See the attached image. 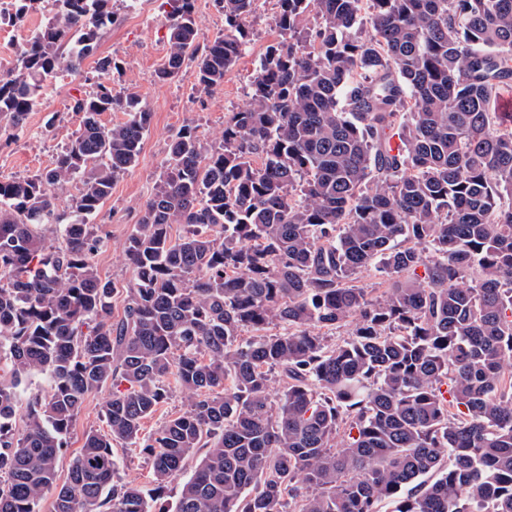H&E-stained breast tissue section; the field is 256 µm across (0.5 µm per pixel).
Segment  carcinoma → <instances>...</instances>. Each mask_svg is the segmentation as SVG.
<instances>
[{
	"label": "carcinoma",
	"instance_id": "cac0c4a2",
	"mask_svg": "<svg viewBox=\"0 0 512 512\" xmlns=\"http://www.w3.org/2000/svg\"><path fill=\"white\" fill-rule=\"evenodd\" d=\"M255 2L214 0L224 33L202 46L195 0H165L157 80L191 66L200 90L222 87ZM276 5L278 39L223 145L190 126L170 137L125 242L122 318L87 220L152 112L116 89V60L72 98L81 125L52 165L0 180V512H40L107 384V431L85 433L52 512H163L176 480L175 512H512V128L493 110L512 87V0ZM39 13L0 69V119L19 131L64 50L82 74L117 22L112 0H10L0 24ZM369 267L375 298L358 286ZM346 325L334 344L315 332ZM35 376L48 394L27 389ZM174 390L188 408L143 436ZM116 445L151 461L153 498L116 479ZM112 388L107 386L100 392L89 395L67 437V447L62 448L56 460L57 489L66 484L72 461L82 446L84 435L89 430L106 431L101 410L110 397Z\"/></svg>",
	"mask_w": 512,
	"mask_h": 512
}]
</instances>
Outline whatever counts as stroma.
Instances as JSON below:
<instances>
[{"label":"stroma","mask_w":512,"mask_h":512,"mask_svg":"<svg viewBox=\"0 0 512 512\" xmlns=\"http://www.w3.org/2000/svg\"><path fill=\"white\" fill-rule=\"evenodd\" d=\"M120 21L102 40L99 53L124 63L117 78L125 90L136 93L152 113L139 159L112 186V195L92 222L104 239L93 261L103 278L113 281L118 292L112 298V317L123 315V288L133 272L124 256V244L137 224L166 159L169 137L184 125L212 144H220L224 117L247 102L246 86L254 76L266 47L278 38L275 0H256L246 25L249 52L224 80L220 89L207 93L195 85L193 68H183L170 82H158L155 73L167 54L169 17L162 0H112ZM94 60H85L82 76L66 75L49 83L39 107L28 114L22 133L0 136V179L37 174L49 167L80 128L81 116L69 111L72 96L92 91ZM110 388L89 395L67 437L66 448L56 460L58 484H66L72 461L87 431H105L101 410Z\"/></svg>","instance_id":"obj_1"}]
</instances>
